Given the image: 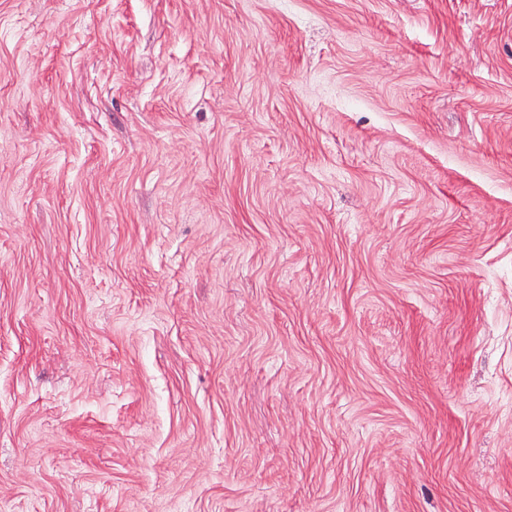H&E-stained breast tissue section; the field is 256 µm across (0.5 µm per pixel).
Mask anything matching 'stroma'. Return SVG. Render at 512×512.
Listing matches in <instances>:
<instances>
[{"instance_id":"stroma-1","label":"stroma","mask_w":512,"mask_h":512,"mask_svg":"<svg viewBox=\"0 0 512 512\" xmlns=\"http://www.w3.org/2000/svg\"><path fill=\"white\" fill-rule=\"evenodd\" d=\"M0 512H512V0H0Z\"/></svg>"}]
</instances>
